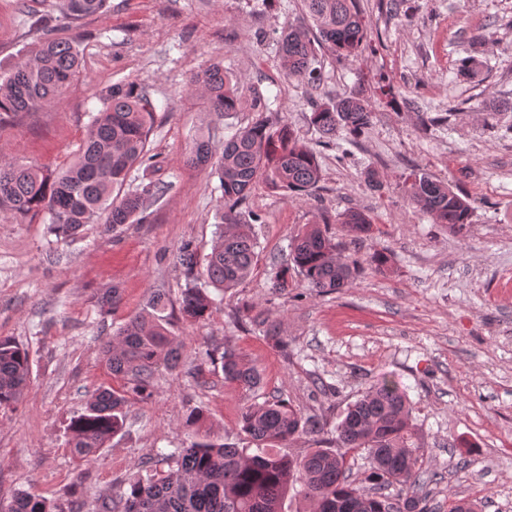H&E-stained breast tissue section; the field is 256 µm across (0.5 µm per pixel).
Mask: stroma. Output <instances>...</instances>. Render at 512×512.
I'll return each mask as SVG.
<instances>
[{"label": "stroma", "instance_id": "obj_1", "mask_svg": "<svg viewBox=\"0 0 512 512\" xmlns=\"http://www.w3.org/2000/svg\"><path fill=\"white\" fill-rule=\"evenodd\" d=\"M108 10L67 23L59 0H0V72L37 46L45 26L61 28L80 53V74L51 103L0 125V158L60 170L76 157L104 87L129 80L153 102L148 149L155 166L131 173L130 186L162 180L167 192L142 222L106 230L85 225L57 239L49 218L0 217V339L26 348L30 380L13 408L0 411V500L28 490L60 512L118 494L132 475L169 470L158 450L185 446L190 411L224 443L246 447L244 406L283 399L336 424L346 407L382 379L410 404V425L426 450L433 481L423 488L446 512L449 496L482 512H512V0H358L375 51L346 62L323 53L312 91L281 68L279 36L305 21L303 0H109ZM474 56L469 74L461 60ZM238 79L240 111L224 117L188 81L212 62ZM393 95L375 100L373 119L354 142L323 141L310 123L311 98L373 97L378 74ZM284 121L316 152L322 179L295 198L258 181L239 205L260 216L259 261L226 292L210 318L182 319L176 261L183 244L199 254L216 239L223 203L211 170L192 167L195 138L222 150L258 119ZM379 176L371 185L368 171ZM444 181L472 209L463 234L449 233L408 202L405 175ZM358 209L371 236L349 244L365 270L352 285L319 295L282 294L273 279L289 245L319 213ZM377 251L384 272L369 268ZM119 288L120 305L99 297ZM166 292L168 328L182 343L176 368L160 369L153 395L128 405L126 424L91 461L77 459L68 426L96 388L110 384L100 348L151 296ZM268 316L279 340L241 323L238 309ZM232 349L263 375L247 391L225 383L218 359Z\"/></svg>", "mask_w": 512, "mask_h": 512}]
</instances>
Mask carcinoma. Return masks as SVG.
<instances>
[{"mask_svg": "<svg viewBox=\"0 0 512 512\" xmlns=\"http://www.w3.org/2000/svg\"><path fill=\"white\" fill-rule=\"evenodd\" d=\"M64 18L71 22L103 11L106 0H60ZM314 28H289L280 37L281 67L285 74L307 86H318V56L327 49L339 61L357 56L367 29L356 0H304ZM80 58L73 41L47 30L39 48L0 75V122L21 119L50 103L79 73ZM189 88L205 96L220 115L239 111L242 101L233 78L219 63L192 75ZM101 108L92 116L77 161L62 172H48L16 162L0 161V216L23 219L41 213L50 216L49 229L59 238H72L81 228L106 214L107 228L130 224L148 202L162 196L168 185L151 181L123 192L135 165L148 155V139L155 107L133 82L119 81L100 92ZM312 125L325 138L339 131L359 136L372 119V103L359 96L328 102L311 101ZM187 162L210 166L224 197L220 231L205 256L189 243L177 262L185 276L180 313L202 321L215 308L210 289L224 292L243 283L257 262L252 222L237 212L254 184L265 180L289 194L310 195L322 179L317 155L300 144L287 123L276 127L256 121L224 141L213 157L209 141L198 138ZM410 202L430 214L437 224L460 232L471 223L469 204L449 187L426 174L404 180ZM123 192L115 197L114 192ZM346 236L360 240L373 230L371 217L349 210L339 217ZM322 223L310 224L290 245V263L275 273L274 287H293L294 276L308 287L327 293L345 287L358 275V267L342 258L343 243L329 235ZM164 295L148 302L151 312L131 318L101 347L103 362L123 388L101 387L90 396L84 412L69 424V448L87 460L104 448L124 425V407L132 399L152 395L159 368L176 367L179 347L162 324ZM224 380L245 390L261 384L257 367L234 351L220 356ZM27 349L0 339V409L16 404L30 379ZM404 392L383 380L372 386L345 411L332 428L284 399L246 406L240 415L241 432L256 445V452L218 444L202 432L205 415L191 412L185 422L189 444L167 455L176 468L146 479L137 475L120 495L122 512H282L288 489L295 486L309 502L308 512H434L427 496L415 491L424 480L427 462L409 425ZM300 434L328 435L329 445L312 448L303 456L271 453ZM365 453L363 478L351 479L350 459ZM0 512H57L50 500L18 491L0 505Z\"/></svg>", "mask_w": 512, "mask_h": 512, "instance_id": "carcinoma-1", "label": "carcinoma"}]
</instances>
